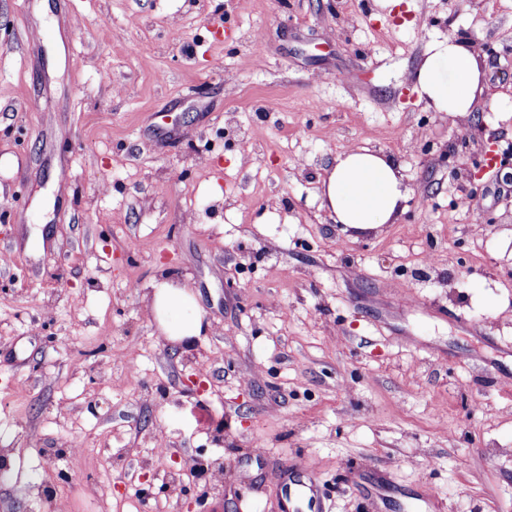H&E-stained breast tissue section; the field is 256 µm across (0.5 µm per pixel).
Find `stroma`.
<instances>
[{
    "label": "stroma",
    "mask_w": 512,
    "mask_h": 512,
    "mask_svg": "<svg viewBox=\"0 0 512 512\" xmlns=\"http://www.w3.org/2000/svg\"><path fill=\"white\" fill-rule=\"evenodd\" d=\"M458 34L466 120L413 82ZM362 144L412 194L355 231ZM1 253L0 512H512V0H0ZM411 191L392 158L358 145L339 153L326 169L319 197L334 224L365 230L395 223ZM152 306L161 333L167 340L189 349L205 331L195 294L185 284L171 280L152 285ZM282 491L288 500L291 512H322L324 504L321 494L312 478L288 476Z\"/></svg>",
    "instance_id": "obj_1"
}]
</instances>
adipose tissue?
I'll list each match as a JSON object with an SVG mask.
<instances>
[{
    "label": "adipose tissue",
    "mask_w": 512,
    "mask_h": 512,
    "mask_svg": "<svg viewBox=\"0 0 512 512\" xmlns=\"http://www.w3.org/2000/svg\"><path fill=\"white\" fill-rule=\"evenodd\" d=\"M483 67L466 39L436 42L415 70V88L427 106L452 118L468 117L481 88ZM411 192L401 168L382 151L358 145L339 153L320 181L330 219L355 230L395 223ZM152 306L167 340L191 348L204 331L195 294L163 279L152 285Z\"/></svg>",
    "instance_id": "obj_1"
}]
</instances>
